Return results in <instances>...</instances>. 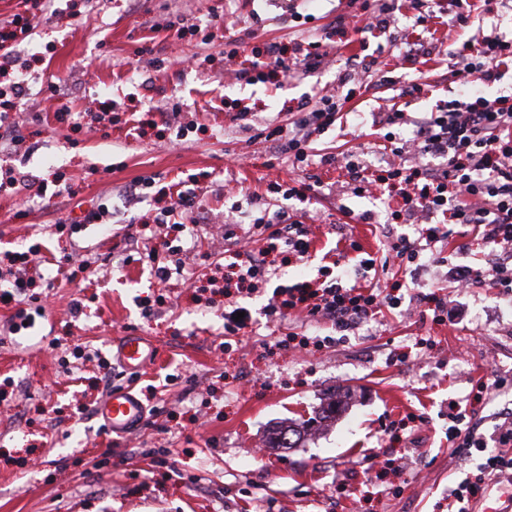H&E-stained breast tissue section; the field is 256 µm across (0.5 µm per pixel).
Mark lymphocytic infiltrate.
Wrapping results in <instances>:
<instances>
[{"mask_svg": "<svg viewBox=\"0 0 512 512\" xmlns=\"http://www.w3.org/2000/svg\"><path fill=\"white\" fill-rule=\"evenodd\" d=\"M39 21L37 14L25 11L0 26V129L9 133L19 125L28 89L27 75L13 66L14 46L25 40ZM320 47V42H309L300 58L289 56L287 46L270 47L266 59L254 61L253 78L262 83L276 82L297 71H314L324 62ZM455 58L453 77L475 85L476 93L415 120L398 108L385 113L381 124L392 145V160L371 172L355 163L348 166L349 189L354 196L377 199L391 192L403 202L400 209L392 211V219L430 220L421 240L399 235L389 242L394 258L408 269L422 259L436 266L444 264L435 245L447 233L432 223L439 215L493 249H512V97L491 98L485 93L512 69V41L496 32L465 40L457 44ZM345 104L344 98L321 96L311 111L295 113L284 124L266 125L259 136L278 144L297 169H306L316 160L328 163V156L315 154L316 138L335 129ZM404 126L412 131L406 142L395 135L396 129ZM409 144L432 158L433 166L408 163L403 154ZM278 221V216L264 209L253 219L254 226L266 229L267 235L258 253L249 254L247 266L239 270L238 279L247 283L249 291H257L260 282L270 276L267 258L272 252L283 250L299 258L309 252L308 230L302 221H291L284 231L278 229ZM451 278L461 292L484 282L508 293L512 291V263L492 260L484 271L455 266ZM286 294V299L269 300L264 307L266 316L276 318L295 310L306 321L330 322L339 333L352 331L381 308L395 309L402 303L401 297L392 292L355 288L339 281L316 289L295 285ZM449 420V442L483 452L481 469L485 475L512 470V456L490 452L484 434L471 424L466 413L454 411Z\"/></svg>", "mask_w": 512, "mask_h": 512, "instance_id": "obj_1", "label": "lymphocytic infiltrate"}]
</instances>
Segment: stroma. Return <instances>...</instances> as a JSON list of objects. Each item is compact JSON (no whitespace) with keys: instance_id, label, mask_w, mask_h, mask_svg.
<instances>
[{"instance_id":"35a3bbf8","label":"stroma","mask_w":512,"mask_h":512,"mask_svg":"<svg viewBox=\"0 0 512 512\" xmlns=\"http://www.w3.org/2000/svg\"><path fill=\"white\" fill-rule=\"evenodd\" d=\"M53 16L19 45L16 54L46 80L58 100L85 112L84 127L69 132L54 118L56 102L27 95L21 145L0 150V169L36 180L61 179L72 199L0 194V259L28 253V292L0 278V294L17 301L36 297L45 312L27 335L11 334L12 305L0 304V512H448V495L474 479L481 453L466 456L448 443V405L474 401L475 417L492 435L497 415L512 408V394L477 399L479 380L512 374V299L481 285L460 300L463 312L437 324L417 300L418 286L449 285L443 271L418 274L397 265L364 270L356 253L337 249L353 238L383 258L388 232L418 238L419 224L386 225L400 197L377 201L348 193L346 163L363 149L366 164L383 155L378 113L398 100V89L418 78L432 96L410 100L408 113L428 112L459 97L448 71L456 42L499 26L512 38V0L498 14L466 29L413 24L409 4L393 15L388 31L349 34L330 50L323 69L291 74L279 85L251 82L241 72L253 52L323 35L349 0H50ZM223 15L226 32L242 45L235 61L224 59V41L204 46L173 40L167 24L183 15L205 23ZM428 54L403 62L406 44ZM209 63H192V56ZM356 58L349 86L336 74ZM388 84H381V77ZM356 95L341 126L317 147L332 163L311 167L320 182L309 200L269 196L270 211L307 213L311 247L304 259L278 255L275 270L258 292L240 294L253 321L231 349H224V291L235 276L237 255L258 250L260 232L247 214L231 213L237 197L264 193L293 171L275 144L258 129L277 113L296 110L316 96ZM195 112L198 130L175 138L158 120L169 97ZM135 113L141 134L115 127L110 137L92 129L103 101ZM245 110L247 120H235ZM55 152L45 161L46 149ZM200 223L180 236L144 225L160 203L148 196L126 205L114 189L154 177L166 186L194 173ZM112 202L109 236L94 224L56 234L57 220L80 216ZM374 211L371 224L338 210ZM28 208L26 220L13 214ZM238 223L236 241L215 246L213 230L227 218ZM196 274L160 283L154 264L127 262L134 251L153 250L169 261L170 248ZM343 278L366 286L399 280L410 298L378 313L346 340H331L329 323L306 322L295 312L268 319L262 312L274 289L302 281ZM81 312L72 316L71 301ZM152 315H144V302ZM145 336L157 361L129 372L113 365L112 342L127 332ZM87 348L99 360L79 362ZM131 390L144 403L143 422L127 435L101 433L96 410L108 387ZM330 416H323L324 408ZM317 417L293 448H274L276 430Z\"/></svg>"}]
</instances>
